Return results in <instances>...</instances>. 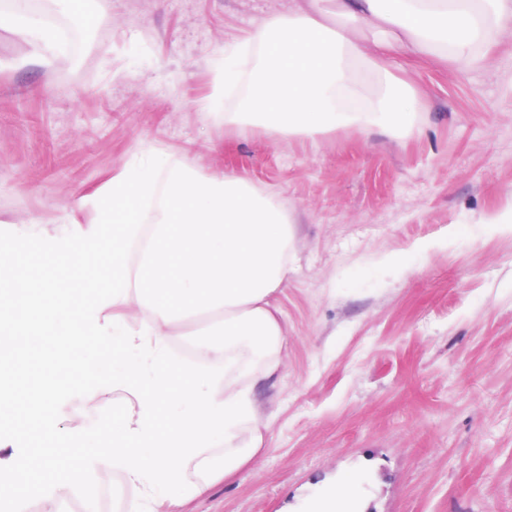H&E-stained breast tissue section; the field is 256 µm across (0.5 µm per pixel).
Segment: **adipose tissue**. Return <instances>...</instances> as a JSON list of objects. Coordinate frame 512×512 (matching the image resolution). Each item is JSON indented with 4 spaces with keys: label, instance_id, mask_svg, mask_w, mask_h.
Returning <instances> with one entry per match:
<instances>
[{
    "label": "adipose tissue",
    "instance_id": "1",
    "mask_svg": "<svg viewBox=\"0 0 512 512\" xmlns=\"http://www.w3.org/2000/svg\"><path fill=\"white\" fill-rule=\"evenodd\" d=\"M327 12L335 26L323 23ZM508 33L512 0H313L311 9H289L251 34L247 46L264 55L251 78L239 67L242 49L225 52L220 80L228 89L247 82L248 93L224 121L250 116L272 131L311 137L341 125L395 130L406 121L409 93L389 57L437 55L477 66ZM74 206L93 219L69 220L57 232L0 235V375L14 380L0 390V408L37 401L32 423L54 430L43 410L55 386V341L81 354L83 373L111 379L125 394L104 425L110 446L90 432L72 458L32 450L0 457V472L9 475L0 499L20 506L18 486L74 485L76 459L95 458L121 468L149 505L180 507L200 491L185 480L188 467L209 482L235 474L262 447L251 378L279 364L284 332L270 299L294 271L292 222L243 176L203 177L162 152L123 167ZM104 224L112 227L108 249ZM37 254L51 258L54 271L35 282L28 266ZM58 269L71 288H57ZM100 269L112 285L94 306H82L72 287ZM189 323L197 364L172 351ZM217 447L223 459L206 456Z\"/></svg>",
    "mask_w": 512,
    "mask_h": 512
}]
</instances>
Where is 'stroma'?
<instances>
[{
	"label": "stroma",
	"mask_w": 512,
	"mask_h": 512,
	"mask_svg": "<svg viewBox=\"0 0 512 512\" xmlns=\"http://www.w3.org/2000/svg\"><path fill=\"white\" fill-rule=\"evenodd\" d=\"M310 0H86L27 16L59 38L32 60L0 10V232L54 231L75 194L164 152L199 174L238 172L294 219L295 273L271 299L285 344L256 376L264 444L183 512H308L356 478L367 512H512V35L483 66L395 56L413 111L398 131L317 137L224 122L225 50ZM53 434L78 447L117 393L63 359ZM97 395L99 410L84 409ZM86 512H141L121 470L80 461Z\"/></svg>",
	"instance_id": "1"
}]
</instances>
